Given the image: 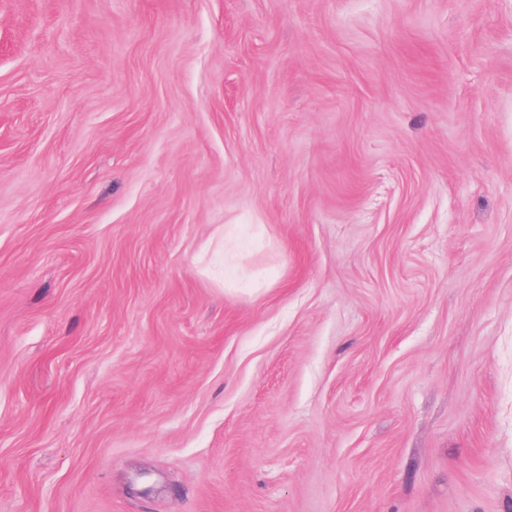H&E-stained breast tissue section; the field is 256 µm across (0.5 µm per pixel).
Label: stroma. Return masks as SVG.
I'll use <instances>...</instances> for the list:
<instances>
[{
    "label": "stroma",
    "mask_w": 512,
    "mask_h": 512,
    "mask_svg": "<svg viewBox=\"0 0 512 512\" xmlns=\"http://www.w3.org/2000/svg\"><path fill=\"white\" fill-rule=\"evenodd\" d=\"M0 512H512V0H0Z\"/></svg>",
    "instance_id": "35a3bbf8"
}]
</instances>
